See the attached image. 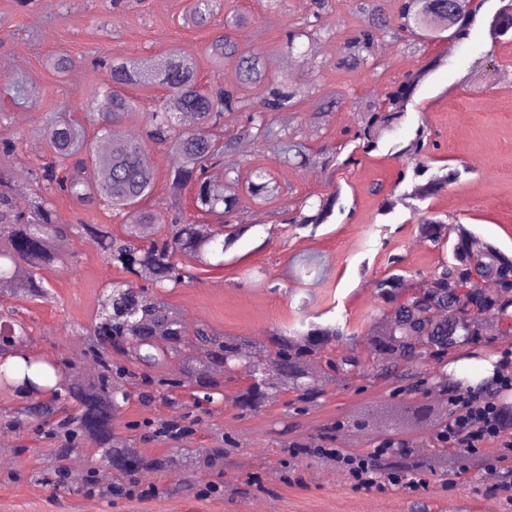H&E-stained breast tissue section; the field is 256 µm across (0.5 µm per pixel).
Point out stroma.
Wrapping results in <instances>:
<instances>
[{
    "label": "stroma",
    "mask_w": 512,
    "mask_h": 512,
    "mask_svg": "<svg viewBox=\"0 0 512 512\" xmlns=\"http://www.w3.org/2000/svg\"><path fill=\"white\" fill-rule=\"evenodd\" d=\"M192 2L33 0L23 8L18 0H0V112L10 117L0 139H15L12 171L21 189L30 188L32 170L49 156L37 133L45 113L102 111L111 75L97 66L98 58L178 48L198 59L204 86L236 85V57L216 62L208 55L225 17L235 14L245 18L235 31L239 55L261 56L273 77L310 89L291 119H279L284 136L314 153L341 142L353 151L354 163L329 176L313 165H279L255 141L240 138L238 165L269 167L283 193L264 203L243 197L248 234L220 264L197 267L193 283L168 294L188 324L264 340L273 329L303 320L364 330L380 315L372 282L390 272L389 258L424 277L444 259L418 232L425 211L467 225L512 254V39L489 34L500 0H486L462 41L441 40L416 51L390 40L373 72L335 65L339 47L363 24L353 0H329L321 18L325 36L307 44L304 60L292 65L285 32L303 20L310 0H285L279 8L271 0H223L203 28L183 20ZM54 55L69 59L67 73L48 67ZM434 57L440 66L419 86L399 125L377 149L357 148L351 137L360 112ZM18 76L37 84L36 106L14 103L6 93V81ZM421 127L431 134L428 149L404 153ZM445 168L457 172L456 182L412 203L413 185ZM376 185L381 193H373ZM333 190L340 193L335 213L317 231L283 223L286 209ZM69 253L75 264L46 274L54 303L0 297V306L22 309L38 357L66 364L81 328L101 311L108 285L126 278L82 238H72ZM242 386L239 379L225 382L223 397L202 407L194 406L188 388L169 402L131 396L114 421L115 440L146 457H173L174 464L153 471L149 486L140 472L113 473L109 493L98 492L93 482L73 486L61 477L52 458L58 438L33 426L8 428L6 410L25 398L0 390V437L14 450L8 466L0 467V512H252L259 499L269 501L272 512H486L491 506L512 512V447L487 439L447 450L452 466L390 472L387 462L406 449L443 450L438 427L426 418L380 431L366 427L356 445H340L343 425L364 411L424 405L425 395L406 394L365 373L342 374L325 385L317 405L304 406L289 394L245 413L236 404ZM178 418L187 428L184 436H154L159 422ZM346 457L369 463L373 487L357 484L342 464ZM488 466L501 469L508 489L482 483Z\"/></svg>",
    "instance_id": "35a3bbf8"
}]
</instances>
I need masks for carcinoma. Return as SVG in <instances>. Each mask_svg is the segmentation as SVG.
<instances>
[{
	"instance_id": "1",
	"label": "carcinoma",
	"mask_w": 512,
	"mask_h": 512,
	"mask_svg": "<svg viewBox=\"0 0 512 512\" xmlns=\"http://www.w3.org/2000/svg\"><path fill=\"white\" fill-rule=\"evenodd\" d=\"M326 6V0H314L310 15L288 29L290 59H298L294 50L299 40L321 35L320 11ZM355 7L365 24L340 47L338 68L380 67L374 47L382 35L406 33L421 47L444 32L463 40L477 12L474 0H404L391 20L383 0H355ZM215 8L216 0H193L185 23L206 25ZM240 24L239 19L224 24V33L209 45L211 59L236 51L232 32ZM108 64L115 87L106 93L110 111L89 113L83 122L54 112L42 122L40 133L52 158L35 171L32 192L16 190L9 171L13 145L0 143V295L52 301L44 271L67 260L58 243L71 236L97 245L110 266L129 275L124 283L112 285L98 318L84 333L85 354L100 367L93 378L74 371L66 376L22 352L29 336L23 321L0 322V329L15 338L10 356L23 361L16 366L8 363L10 356L0 360V386L47 396L19 408L14 423L54 427L62 438L56 459L65 458L78 439L108 447L112 418L131 397L129 387L134 384L148 400L166 399L188 384L213 401L224 395V380L239 376L245 387L238 404L247 412L290 392L314 405L324 394L313 378L315 370L352 374L368 367L375 377L402 384L406 393L425 388L454 397L461 382L448 383V362L475 357L469 348L495 324L512 335V256L491 242L476 241L467 226L433 214L420 218V234L441 250L452 243L450 256L420 287L405 270L377 280L381 317L361 334L346 325L314 321L304 329L273 332L268 341L275 357L268 361L253 356L257 345L246 336H225L203 323L188 325L164 294L185 282L188 264H209V256L226 252L250 229L233 223L241 208L239 184L246 183L247 192L256 197L279 195L277 182L264 168L242 177L233 159L236 142L224 137V114H244L243 132L270 146L279 164L314 163L317 156L304 144L283 141L276 129V117L293 111L309 89L270 77L260 58L247 55L239 60V78L241 86L260 89L254 99L240 86H202L196 57L178 50L110 59ZM432 67L430 63L389 87L384 98L360 116L354 138L366 149L373 148ZM155 86L165 88L169 98L147 113L143 135L128 136L123 124L135 114V105L120 89ZM8 90L16 102H38L35 88L19 79L10 81ZM187 113L194 118L190 128L180 123ZM92 129L107 142L108 151L90 150ZM151 144L166 149L175 160L166 179L167 197L156 205L151 203L157 184ZM220 166L224 182L211 181L209 171ZM187 189L192 193L190 213L183 207ZM60 196L88 211L106 210L122 218V234H113L109 224L56 223L53 200ZM337 201L334 193L313 201L306 198L289 211L288 223L315 229L329 221ZM146 224L160 225L162 233L143 236ZM480 281L494 288H479ZM429 359L439 370L436 377L416 371L417 364ZM173 360L183 363L181 379L151 375Z\"/></svg>"
}]
</instances>
